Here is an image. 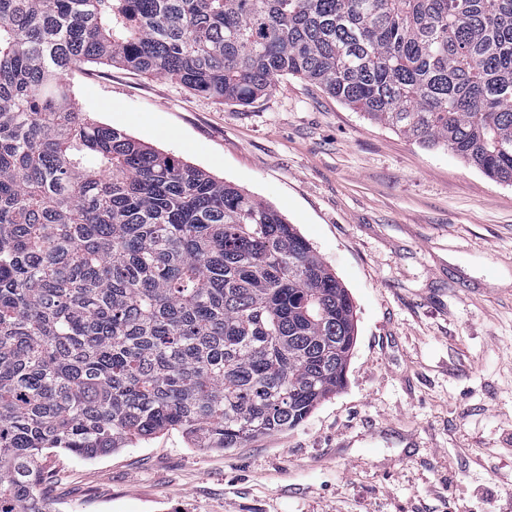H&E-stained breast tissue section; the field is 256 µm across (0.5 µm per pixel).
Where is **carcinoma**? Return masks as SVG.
Segmentation results:
<instances>
[{
	"label": "carcinoma",
	"mask_w": 512,
	"mask_h": 512,
	"mask_svg": "<svg viewBox=\"0 0 512 512\" xmlns=\"http://www.w3.org/2000/svg\"><path fill=\"white\" fill-rule=\"evenodd\" d=\"M85 62L241 106L298 76L512 185V0H0V512H50L47 450L294 428L357 342L277 210L79 110Z\"/></svg>",
	"instance_id": "1"
}]
</instances>
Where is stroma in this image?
<instances>
[{"mask_svg": "<svg viewBox=\"0 0 512 512\" xmlns=\"http://www.w3.org/2000/svg\"><path fill=\"white\" fill-rule=\"evenodd\" d=\"M69 80L82 111L294 224L357 342L341 391L245 447L172 429L47 455L50 512H512V185L291 75L247 107L107 64Z\"/></svg>", "mask_w": 512, "mask_h": 512, "instance_id": "1", "label": "stroma"}]
</instances>
